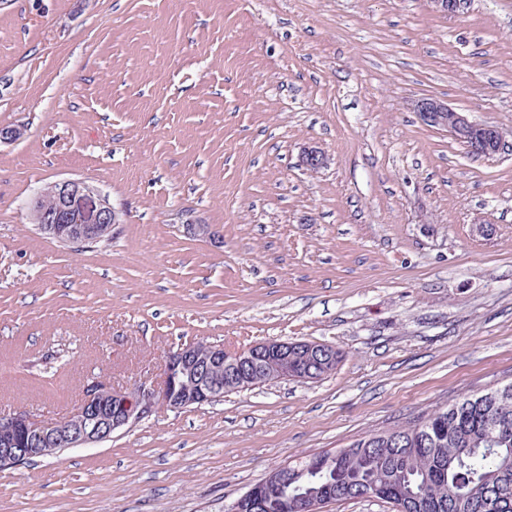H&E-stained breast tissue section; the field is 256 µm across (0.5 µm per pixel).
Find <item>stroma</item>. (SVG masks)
<instances>
[{
	"label": "stroma",
	"mask_w": 512,
	"mask_h": 512,
	"mask_svg": "<svg viewBox=\"0 0 512 512\" xmlns=\"http://www.w3.org/2000/svg\"><path fill=\"white\" fill-rule=\"evenodd\" d=\"M425 95L512 131V0H0V128L23 131L0 145V413L66 417L88 379L159 383L201 341L342 353L0 469V512H229L305 455L512 382V150L471 157ZM65 178L109 198L110 240L31 224Z\"/></svg>",
	"instance_id": "1"
}]
</instances>
